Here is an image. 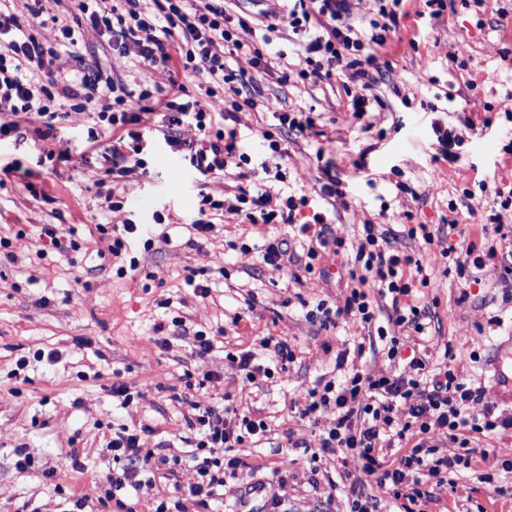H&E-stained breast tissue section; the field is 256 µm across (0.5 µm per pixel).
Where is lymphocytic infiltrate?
I'll use <instances>...</instances> for the list:
<instances>
[{"instance_id": "f902f5d3", "label": "lymphocytic infiltrate", "mask_w": 512, "mask_h": 512, "mask_svg": "<svg viewBox=\"0 0 512 512\" xmlns=\"http://www.w3.org/2000/svg\"><path fill=\"white\" fill-rule=\"evenodd\" d=\"M11 0H0V108L10 117L0 120V141L14 136L17 116L33 113L42 118L47 138L56 123L79 112L92 125L89 142L101 132L128 133L133 142L130 152L111 147L107 162L112 165H141L143 136L136 129L146 115L162 112L161 133L176 151L186 153L192 168L201 175L227 174L248 164L249 158L237 146L235 123L243 109H256L263 96L255 72L278 75L279 51L260 50L249 42L257 27L287 30L300 37L302 58L297 72L301 80L318 81L345 76L356 89L347 109L354 119H363L372 110L369 92L375 82L378 51L396 32L403 0H268L258 21L227 11L224 0H156L154 6L141 0H76L73 13L52 14L43 0H25L29 25L10 10ZM84 17L93 28L109 33L119 53L134 51L147 69H164L168 74L182 71L204 76L197 95L186 94L177 82L168 85L145 77L139 93L124 90L96 71L73 79L54 66L62 51L76 46L79 32L74 23ZM51 27L54 40L41 41L30 33V26ZM245 57L248 68L233 67V57ZM224 97L223 113H216V95ZM70 102L67 112L54 109L56 98ZM191 127L195 138H181V127ZM209 218H198L190 227L203 237L225 215L242 217L250 223L284 224L289 233L267 239L262 261L274 270L284 263L303 265L312 272L322 247L343 248L340 238H329L324 214H313L300 224L296 213L306 206L307 197L282 195L260 180L252 189L236 187L232 196L221 201L202 196ZM305 245L298 255L292 243ZM353 286L342 306L332 308L318 301L307 311L309 321L321 329L336 326L338 319L352 316L364 325H376L384 343L386 363L380 367L349 366V358H362L363 344L353 351H340L336 367L343 380H328L309 389L297 418L314 422L324 414L333 425L322 437L323 454L345 452L360 463V475L349 482L350 512H377L380 497L399 500L398 512H426L431 493L427 482L443 486L449 474L471 466L473 440H492L512 431V408L488 401L483 386L466 382L451 368V346L434 352L414 351L402 359L404 338L416 335L425 341V313L416 292L429 287L430 276L419 253L392 249L385 233L376 225L363 224L349 271ZM388 300L387 323L377 326L379 300ZM193 424L200 434L199 447L209 449L208 457L196 464L197 480L181 492L175 506L158 500L153 512H182L185 503L208 507L227 481L242 479L250 465L236 454L246 440L260 438L269 429L266 419L239 413L232 404L197 408ZM403 445L405 454L391 466L386 456L394 445ZM113 460L124 461L121 474L112 478V490H121L125 481L140 472L157 469L150 449L141 447L138 429L126 426L113 432L107 443Z\"/></svg>"}]
</instances>
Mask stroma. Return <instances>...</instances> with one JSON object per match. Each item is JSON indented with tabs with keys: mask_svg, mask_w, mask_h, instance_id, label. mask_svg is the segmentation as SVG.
<instances>
[{
	"mask_svg": "<svg viewBox=\"0 0 512 512\" xmlns=\"http://www.w3.org/2000/svg\"><path fill=\"white\" fill-rule=\"evenodd\" d=\"M422 7L421 0H407L398 36L380 52L382 72L371 92L385 107L376 110L367 131L353 124L341 79L314 84L295 77L298 44L281 32L270 33L293 75L285 84L257 76L265 101L240 115V146L250 163L239 185L251 187L269 163L262 138L267 130L288 141L282 191L309 198L297 222L324 213L332 235L349 244L368 221L393 237L397 248L415 246L426 258L438 253L439 245L409 243L401 235L402 223L455 219L457 226L446 237L453 246L495 239L488 217L495 190L512 189L506 151L512 122L489 106L512 92V0H487L480 29L466 10L434 20L419 18ZM80 31L78 45L60 57L64 71L80 76L100 69L137 89L141 69L135 55L113 51L107 36L89 25ZM458 49L468 58L463 70L448 58ZM309 108L333 144L321 146L280 128L278 112ZM461 108L473 127L464 130L459 159L451 164L441 154L436 128L459 127ZM40 124L37 115L27 116L17 135L0 143V159L21 164L20 171L0 177V225L11 227L9 246L0 248V512H71L75 496L83 494L84 512H118L122 504L147 512L154 499L197 479L191 403L218 405L227 394L240 411L260 412L271 425L267 439L236 450L253 467V481L264 483L263 499L280 500L285 512H349L341 482L356 471V459L339 453L312 463L301 449L286 448L284 438L291 430L318 447L331 417L302 423L291 409L320 377L334 376L337 352L371 334L352 318L320 332L305 317L318 300L342 304L349 284L341 274L342 256L326 255L328 278L297 277L292 268L266 266L253 248L261 237L286 234V225L233 216L207 237L192 235L188 224L198 216L201 196L223 199L228 188L223 176L196 173L159 135L144 147L143 167L110 171L100 151L83 149L86 129L77 113L60 130L70 140L72 159L56 164L45 156L49 141L33 134ZM92 169L99 173L94 181L88 176ZM329 173L343 191L333 201L320 195ZM119 184L128 187L130 197L124 210L114 212L108 195ZM157 210L165 214L168 242L147 249L141 237H132L140 266L118 274L96 225L145 223ZM45 224L60 225L64 239L76 240L78 250L53 248L40 235ZM510 265L512 254L499 253L476 286L436 263L429 267L430 287L419 293L427 333L451 344L459 376L485 386L491 400L505 406H512V386L506 384L512 379V302L503 299L499 275ZM190 271L197 283L209 286L207 297L196 296L186 283ZM176 317L184 319L183 330H175ZM199 330L214 343L202 357L193 347ZM267 336L287 339L296 360L289 374L243 385L228 357L251 350L270 365L260 346ZM22 357L29 364L20 370L16 362ZM116 383L134 386L142 399L121 407L112 395ZM122 425L141 427V447L166 457L165 470L176 477L169 480L165 470L156 471L152 489L128 486L104 505L96 490L121 470L106 444ZM498 448L479 441L471 468L456 474L455 488L436 491L429 512H512V472L503 470ZM23 451L34 456L25 471L16 467ZM485 474L491 482H482Z\"/></svg>",
	"mask_w": 512,
	"mask_h": 512,
	"instance_id": "stroma-1",
	"label": "stroma"
}]
</instances>
